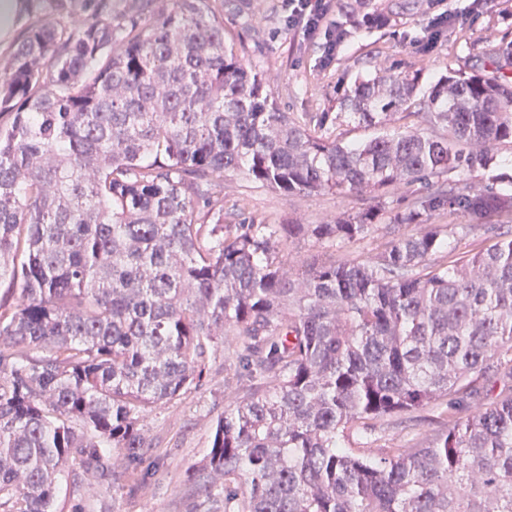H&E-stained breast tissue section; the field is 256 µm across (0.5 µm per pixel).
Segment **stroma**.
<instances>
[{
	"label": "stroma",
	"mask_w": 512,
	"mask_h": 512,
	"mask_svg": "<svg viewBox=\"0 0 512 512\" xmlns=\"http://www.w3.org/2000/svg\"><path fill=\"white\" fill-rule=\"evenodd\" d=\"M216 6L226 39L262 73L276 107L300 123L342 111L345 92L375 68L418 76L424 90L440 76L483 69L494 51L512 45V0H333L330 19L345 28L346 39L330 62L322 57V37L288 30L284 0H216ZM424 193L423 184H400L377 201L388 216ZM377 201L334 192L286 197L237 176L224 180L225 212L269 224H328ZM385 242L378 232L333 245L298 238L289 242L288 258L294 264L318 255L362 260ZM233 350V341L220 345L201 386L148 415L143 429L152 446L139 464H117L110 477L83 473L78 481H64L56 512H224L223 497L199 495L190 475L204 462L217 416L246 390L231 367ZM447 418L441 401L388 419L371 439L424 448Z\"/></svg>",
	"instance_id": "35a3bbf8"
}]
</instances>
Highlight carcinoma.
<instances>
[{"instance_id":"cac0c4a2","label":"carcinoma","mask_w":512,"mask_h":512,"mask_svg":"<svg viewBox=\"0 0 512 512\" xmlns=\"http://www.w3.org/2000/svg\"><path fill=\"white\" fill-rule=\"evenodd\" d=\"M30 25L0 70V512H55L69 464L106 476L138 463L149 410L200 384L232 336L247 390L216 419L198 493L224 512H512V211L493 147L512 143V55L480 73L359 82L336 119L438 129L361 143L279 111L224 40L210 0H173L145 25L91 0ZM285 196L427 195L381 224L224 223V175ZM496 239L448 267L456 234ZM384 226L364 260L292 269L293 238L351 241ZM417 226L419 230L410 231ZM500 398L448 422L427 448H373L379 423L450 398Z\"/></svg>"}]
</instances>
